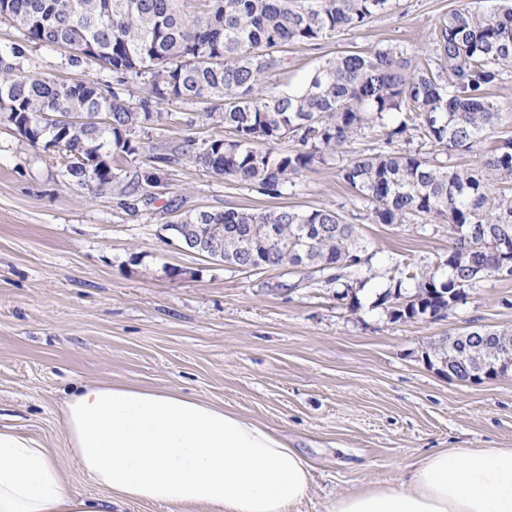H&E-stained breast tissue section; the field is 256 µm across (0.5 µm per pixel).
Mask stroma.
<instances>
[{"instance_id": "1", "label": "stroma", "mask_w": 512, "mask_h": 512, "mask_svg": "<svg viewBox=\"0 0 512 512\" xmlns=\"http://www.w3.org/2000/svg\"><path fill=\"white\" fill-rule=\"evenodd\" d=\"M462 0H392L359 29L321 48L291 44L276 92L300 88L325 57L397 47L431 53L435 24ZM208 102L149 137L178 143L223 135ZM341 209L367 261L358 306L303 271H243L183 248L164 224L202 210ZM444 224L371 223L335 160L291 179L280 196L188 160L167 168L157 200L132 213L115 195L66 184L56 152L0 124V426L49 448L72 489L104 497L61 437L60 407L75 383L136 385L197 396L285 436L313 467L293 512H327L335 497L401 480L436 448H512V371L462 383L434 353L474 326L512 331V279L488 278L442 320L393 321L377 306L397 270L436 271Z\"/></svg>"}]
</instances>
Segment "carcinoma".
<instances>
[{
  "instance_id": "1",
  "label": "carcinoma",
  "mask_w": 512,
  "mask_h": 512,
  "mask_svg": "<svg viewBox=\"0 0 512 512\" xmlns=\"http://www.w3.org/2000/svg\"><path fill=\"white\" fill-rule=\"evenodd\" d=\"M391 0H205L188 12L184 0H0V19L22 39L0 46V122L31 145L54 148L68 184L97 196L115 193L135 212L156 200L166 167L183 156L224 178L258 186L275 197L289 177L313 169L386 115L404 119L380 148L341 163L342 180L374 224L448 225V257L436 274L407 272L380 296L395 321L447 317L467 289L512 270V135L481 152L485 133L501 117L485 91L512 65V0L481 14L482 0L448 12L432 33L434 56L417 60L396 47L325 59L302 88L276 94L263 76L279 71L283 48H315L345 29L361 28ZM64 53V65L91 63L110 79L73 82L23 75L29 45ZM437 67H432V63ZM213 102L206 119L229 137L186 138L170 146L143 141L174 101ZM80 113L87 122L61 132L45 116ZM291 142L283 151L278 144ZM430 145L432 151L422 152ZM459 152L479 154L471 167ZM224 225L221 261L241 270L288 266L307 279L346 288L339 299L358 303L353 283L362 264L357 227L337 208L298 211H199L165 225ZM286 243L268 246L269 231ZM414 281L406 291L402 282ZM467 346L488 371L512 362V333L476 327L435 344L445 362Z\"/></svg>"
}]
</instances>
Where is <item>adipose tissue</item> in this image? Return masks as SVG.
Wrapping results in <instances>:
<instances>
[{
	"label": "adipose tissue",
	"mask_w": 512,
	"mask_h": 512,
	"mask_svg": "<svg viewBox=\"0 0 512 512\" xmlns=\"http://www.w3.org/2000/svg\"><path fill=\"white\" fill-rule=\"evenodd\" d=\"M62 439L102 498L74 492L49 449L0 428V512H110L125 503L213 512H291L312 482L307 458L267 427L176 391L79 383ZM327 512H512V448H448L395 485L341 495Z\"/></svg>",
	"instance_id": "1"
}]
</instances>
